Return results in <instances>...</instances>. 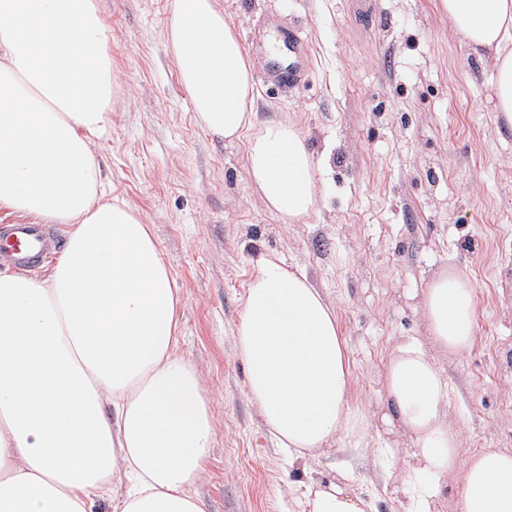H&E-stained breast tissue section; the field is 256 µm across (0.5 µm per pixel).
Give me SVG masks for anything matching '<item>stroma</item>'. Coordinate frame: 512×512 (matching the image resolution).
<instances>
[{
  "label": "stroma",
  "instance_id": "35a3bbf8",
  "mask_svg": "<svg viewBox=\"0 0 512 512\" xmlns=\"http://www.w3.org/2000/svg\"><path fill=\"white\" fill-rule=\"evenodd\" d=\"M437 0H216L241 41L274 13L300 26L311 63L282 93L255 83L259 119L294 123L320 162L314 213L284 224L247 175V142L200 125L167 48L168 0H99L116 76L112 125L95 142L102 181L150 224L181 290L179 353L203 375L215 432L194 492L207 512H296L289 486L354 469L373 512H407L409 434L381 429L383 365L426 340L414 294L444 271L476 287V341L436 353L461 456L512 449V128L495 121L492 64L452 34ZM304 270L336 309L350 400L395 448L331 442L289 462L245 395L232 330L252 258Z\"/></svg>",
  "mask_w": 512,
  "mask_h": 512
}]
</instances>
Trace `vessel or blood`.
I'll return each mask as SVG.
<instances>
[{"mask_svg":"<svg viewBox=\"0 0 512 512\" xmlns=\"http://www.w3.org/2000/svg\"><path fill=\"white\" fill-rule=\"evenodd\" d=\"M271 36L263 49L265 65L260 73L263 83L287 91L297 87L305 74V39L291 24L275 19L264 22ZM61 248L59 237L44 224H6L0 226V264H10L23 271L39 267Z\"/></svg>","mask_w":512,"mask_h":512,"instance_id":"vessel-or-blood-1","label":"vessel or blood"}]
</instances>
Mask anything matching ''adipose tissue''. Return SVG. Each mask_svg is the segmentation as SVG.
<instances>
[{
  "mask_svg": "<svg viewBox=\"0 0 512 512\" xmlns=\"http://www.w3.org/2000/svg\"><path fill=\"white\" fill-rule=\"evenodd\" d=\"M452 33L493 67L512 126V0H438ZM111 37L97 0H0V206L67 227L43 278L0 271V512H206L194 487L213 444L204 380L178 352L182 297L149 225L107 198L94 153L112 124ZM166 40L202 127L248 137L249 180L282 223L309 217L318 164L291 123L258 122L253 63L215 0H171ZM428 340L383 369L385 427L413 439L409 512L459 477V512H512V451L459 455L449 384L430 347L476 337V290L458 271L420 292ZM246 396L289 460L362 437L336 310L279 256L254 259L233 332ZM300 512H372L349 474L314 481Z\"/></svg>",
  "mask_w": 512,
  "mask_h": 512,
  "instance_id": "ef3b65f1",
  "label": "adipose tissue"
}]
</instances>
